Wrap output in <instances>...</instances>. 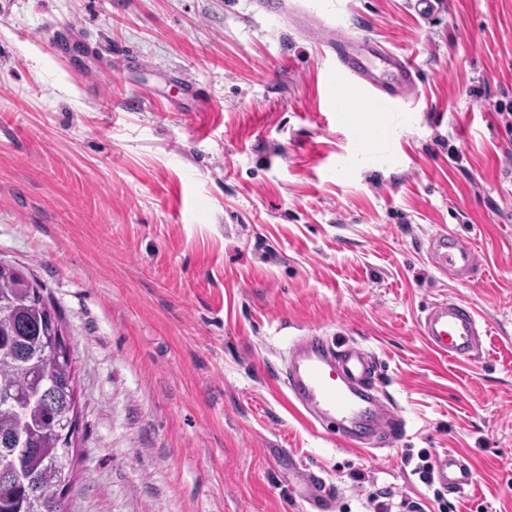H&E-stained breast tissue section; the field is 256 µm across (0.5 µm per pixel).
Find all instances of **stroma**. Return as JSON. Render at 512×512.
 Returning <instances> with one entry per match:
<instances>
[{
    "mask_svg": "<svg viewBox=\"0 0 512 512\" xmlns=\"http://www.w3.org/2000/svg\"><path fill=\"white\" fill-rule=\"evenodd\" d=\"M302 0L337 32L420 68L355 158L325 111L313 40L255 0H0V263L41 287L73 359L77 431L65 512H512V0ZM71 34L69 53L51 49ZM185 74L198 95L187 94ZM478 250L456 281L426 240ZM481 315L479 355L434 354L444 298ZM308 334L368 351L406 429L346 447L289 405ZM466 455L473 483L434 497L416 469ZM353 138L364 159L377 155L390 142V137L385 128L377 133L362 126L352 125ZM302 481L305 488V502L322 511L332 508L331 491L321 477L305 473L302 474Z\"/></svg>",
    "mask_w": 512,
    "mask_h": 512,
    "instance_id": "35a3bbf8",
    "label": "stroma"
}]
</instances>
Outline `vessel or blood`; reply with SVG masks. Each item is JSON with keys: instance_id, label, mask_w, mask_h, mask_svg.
<instances>
[{"instance_id": "obj_1", "label": "vessel or blood", "mask_w": 512, "mask_h": 512, "mask_svg": "<svg viewBox=\"0 0 512 512\" xmlns=\"http://www.w3.org/2000/svg\"><path fill=\"white\" fill-rule=\"evenodd\" d=\"M293 17L320 46L322 56L334 59L337 73L358 92L354 99H333L340 123H348L354 112L389 114L399 102L418 97V68L409 57L369 39L337 35L315 16ZM352 133L366 158L377 155L390 142L384 129L374 133L356 126ZM428 255L438 269L459 279L473 277L480 267L474 246L445 230L429 237ZM420 332L437 355L469 362L478 351L481 324L468 303L448 298L431 307L420 323ZM374 373L372 361L358 348H339L321 337L304 336L289 349L285 378L295 403L311 419L336 425L349 438L373 425L392 441L404 431L406 422L395 407L381 405L373 395ZM435 470L448 492H463L471 484L469 467L456 455L438 459ZM302 481L306 502L317 512H330L331 491L323 479L306 473Z\"/></svg>"}]
</instances>
